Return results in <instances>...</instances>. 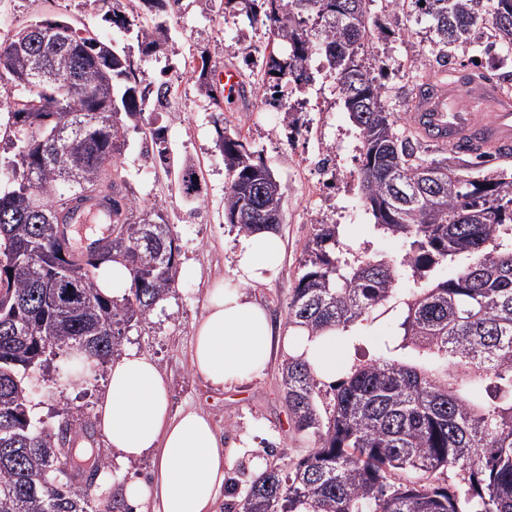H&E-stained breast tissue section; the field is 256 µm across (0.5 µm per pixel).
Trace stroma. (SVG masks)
Returning <instances> with one entry per match:
<instances>
[{"label":"stroma","mask_w":512,"mask_h":512,"mask_svg":"<svg viewBox=\"0 0 512 512\" xmlns=\"http://www.w3.org/2000/svg\"><path fill=\"white\" fill-rule=\"evenodd\" d=\"M124 9L164 23L168 41L155 53L141 54L135 32H119L105 21L101 0H0V42L38 20L73 21L92 28L106 43L128 47L142 85L154 90L163 80L178 82L170 106L148 101L144 120L163 129L174 164L190 161L201 166L202 189L192 202L179 196L157 160L147 154L139 129L127 125L118 159L127 194L142 207L164 206L178 238L180 264L176 288L146 322L126 329L121 348L139 351L157 363L167 379L172 413L202 410L222 434L225 449L234 450L236 464L229 485L214 507V512H226L227 507L241 503L266 465L302 458L313 446L309 437L295 431L284 400L280 380L284 354L274 353L252 380L224 389L212 386L190 368L193 325L203 314L215 283L232 279L241 242L240 235L224 222L228 175L218 146L219 126L190 61L194 55L206 54L211 60V81H219L228 64L249 81L253 75L248 63L267 54L269 36L244 13L226 6L225 0H182L167 12L150 10L145 0H126ZM385 24L392 34L375 48L385 63V81L393 90L412 85L434 54L429 22L408 11L386 19ZM309 69L313 79L306 88L298 90L288 82L281 87L284 100L307 107L299 131H292L285 114L257 92L224 107L223 126L246 137L283 191L284 218L277 231L282 244L280 271L270 283L247 290L280 324L287 321L300 261L317 224H337L340 239L362 254L391 257L403 249L401 238L374 230V218L362 205L361 179L348 174L351 150L360 138L339 99L333 72L319 54ZM322 147L334 148L343 167L320 177L326 183L321 196L314 190L320 178L309 162ZM66 363V355L59 353L33 373L36 387L30 401L36 424L58 425L63 410L69 408L81 410L87 419L95 417L107 365H100L82 384L72 385L64 378Z\"/></svg>","instance_id":"obj_1"}]
</instances>
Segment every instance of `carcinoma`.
<instances>
[{
    "label": "carcinoma",
    "mask_w": 512,
    "mask_h": 512,
    "mask_svg": "<svg viewBox=\"0 0 512 512\" xmlns=\"http://www.w3.org/2000/svg\"><path fill=\"white\" fill-rule=\"evenodd\" d=\"M374 0H236L269 32L289 44L262 62L265 102L282 106L283 79L301 88L308 62L323 54L351 122L359 129L364 205L376 230L404 240L398 257L359 258L334 224H319L288 305V325L317 336L345 332L385 309L396 286L416 284L398 323L371 362L347 363L332 385L333 405L320 403L322 380L290 357L281 380L294 428L314 438L298 460L266 469L251 484L240 512H512V173L470 178L448 161L457 152H431L413 126L390 111L388 87L374 76L380 60L366 46L385 36L368 6ZM431 22L436 63L484 37L512 45V0H409ZM106 20L120 31L134 25L118 7ZM44 33H17L0 42V87L15 92L8 130L18 150L0 187V256L25 248L28 261L8 277L18 309L0 307V512H115L101 509L81 473L101 476L100 453L61 470L55 431L38 427L28 405L29 372L47 353L69 356L78 381L114 357L122 331L147 319L175 288L177 240L163 206L140 208L120 194L117 155L125 121L139 120L150 89L141 87L130 55L95 48L97 34L66 20ZM144 53L167 39L158 23H139ZM62 81L29 78L38 58ZM154 158L173 174L179 194L197 198L192 165L171 171L158 131H148ZM229 183L224 220L240 235L277 229L281 186L261 155L237 132L220 134ZM112 162V214L123 232L94 261L72 266L61 253L52 219L57 207L93 183ZM430 172L432 177L425 176ZM130 270V293L104 295L97 270L106 261ZM444 265L456 274L436 279ZM58 271L82 290L83 312L62 320L41 309V286ZM28 340L11 333L15 319ZM83 340L78 354L72 344Z\"/></svg>",
    "instance_id": "cac0c4a2"
}]
</instances>
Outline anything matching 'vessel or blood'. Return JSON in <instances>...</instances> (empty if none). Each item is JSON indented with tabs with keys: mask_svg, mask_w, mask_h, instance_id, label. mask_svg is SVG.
Masks as SVG:
<instances>
[{
	"mask_svg": "<svg viewBox=\"0 0 512 512\" xmlns=\"http://www.w3.org/2000/svg\"><path fill=\"white\" fill-rule=\"evenodd\" d=\"M410 120L426 142L461 154L512 152V96L478 78L417 99Z\"/></svg>",
	"mask_w": 512,
	"mask_h": 512,
	"instance_id": "obj_1",
	"label": "vessel or blood"
}]
</instances>
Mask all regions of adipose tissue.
I'll list each match as a JSON object with an SVG mask.
<instances>
[{
    "instance_id": "obj_1",
    "label": "adipose tissue",
    "mask_w": 512,
    "mask_h": 512,
    "mask_svg": "<svg viewBox=\"0 0 512 512\" xmlns=\"http://www.w3.org/2000/svg\"><path fill=\"white\" fill-rule=\"evenodd\" d=\"M281 261L276 233L242 239L232 281L211 289L194 327L191 368L216 387L234 386L260 373L273 349L306 360L319 378L336 380V333L274 324L246 292L271 281ZM97 425L123 465L153 454L151 485L132 481L125 498L136 505L153 498L156 512H213L215 496L234 466L212 422L202 413L170 409L166 379L158 365L135 350L112 360L101 395Z\"/></svg>"
}]
</instances>
